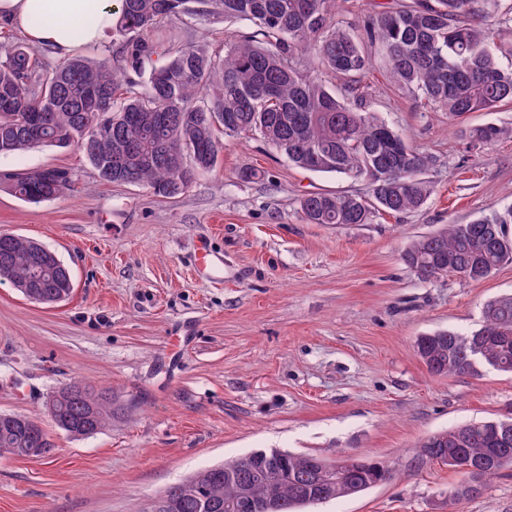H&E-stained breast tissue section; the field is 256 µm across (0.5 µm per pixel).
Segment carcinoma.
<instances>
[{
    "instance_id": "obj_1",
    "label": "carcinoma",
    "mask_w": 512,
    "mask_h": 512,
    "mask_svg": "<svg viewBox=\"0 0 512 512\" xmlns=\"http://www.w3.org/2000/svg\"><path fill=\"white\" fill-rule=\"evenodd\" d=\"M498 0H411L370 14L357 29L335 20L336 0H121L112 34L125 39V62L146 75L148 91L128 80L108 57L77 55L55 65L15 41L0 54V154L33 146L75 148L104 182L145 186L161 197L184 194L199 173L218 164L219 135L257 134L293 166L367 182L365 195L314 192L301 198L309 224H369L377 213L421 208L432 192L422 174L435 162L366 107L360 78L380 49L391 82L458 120L512 104V17L495 14ZM247 20L249 36L224 43V56L204 44L178 47L146 38L165 19ZM342 82L339 95L323 75ZM512 128L466 129L469 147H487ZM14 195L41 204L73 190L64 168L9 176ZM512 207L491 218L450 224L413 241L404 263L425 281L466 272L478 282L512 261ZM0 277L28 300L56 305L74 290L73 274L45 245L0 234ZM417 354L436 376L512 373V295L487 301L479 329L441 330L416 340ZM54 426L72 436L112 422V391L83 380L51 395ZM44 458L55 448L41 422L0 413V449ZM420 455L455 470L477 469L451 493L455 502L479 497L488 479L512 467V418L467 423L427 437ZM235 478L245 494L224 499ZM392 478L382 463L278 448L256 451L191 486H169L165 512H297L360 494Z\"/></svg>"
}]
</instances>
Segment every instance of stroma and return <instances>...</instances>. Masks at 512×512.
Segmentation results:
<instances>
[{"label":"stroma","instance_id":"stroma-1","mask_svg":"<svg viewBox=\"0 0 512 512\" xmlns=\"http://www.w3.org/2000/svg\"><path fill=\"white\" fill-rule=\"evenodd\" d=\"M244 20L163 21L155 36L224 47ZM368 104L435 158L417 211L369 224H308L311 192L363 194L364 181L306 171L259 136H223L218 166L180 197L100 181L75 149L0 155V233L34 238L73 273L69 300H26L0 278V413L50 428L43 459L0 454V512H148L171 484L264 448L386 465L392 481L314 512H512V475L455 502L461 472L419 457L428 435L512 414V374L439 377L415 341L478 328L483 304L512 294V263L487 279L421 280L402 260L410 239L512 206V138L467 149V127L512 126V105L449 120L398 91L382 62L364 78ZM64 167L71 193L17 199L10 173ZM246 168L258 170L241 180ZM204 247L224 281L195 271ZM108 387L110 426L74 438L46 402L60 384Z\"/></svg>","mask_w":512,"mask_h":512}]
</instances>
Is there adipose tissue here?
<instances>
[{
	"mask_svg": "<svg viewBox=\"0 0 512 512\" xmlns=\"http://www.w3.org/2000/svg\"><path fill=\"white\" fill-rule=\"evenodd\" d=\"M89 16L94 24L86 26L82 41H75L72 27ZM114 23L112 0H0V25L19 29L31 43L59 57L100 45Z\"/></svg>",
	"mask_w": 512,
	"mask_h": 512,
	"instance_id": "adipose-tissue-1",
	"label": "adipose tissue"
}]
</instances>
